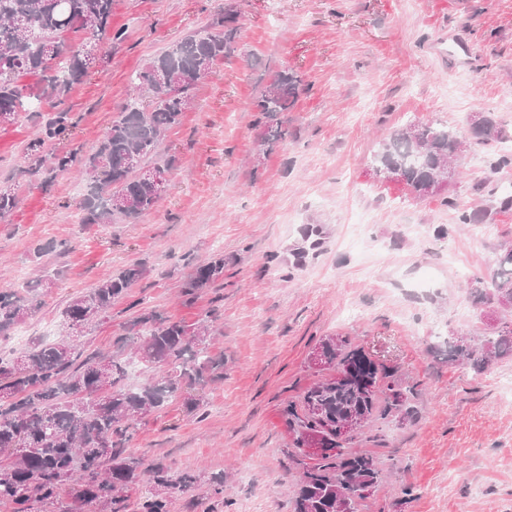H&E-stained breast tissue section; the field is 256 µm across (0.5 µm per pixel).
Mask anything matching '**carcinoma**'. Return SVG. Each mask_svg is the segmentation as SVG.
I'll return each mask as SVG.
<instances>
[{"instance_id":"obj_1","label":"carcinoma","mask_w":512,"mask_h":512,"mask_svg":"<svg viewBox=\"0 0 512 512\" xmlns=\"http://www.w3.org/2000/svg\"><path fill=\"white\" fill-rule=\"evenodd\" d=\"M112 0H0V126L13 125L40 99L51 110L39 119L37 137L28 144V170L43 173L49 186L59 172L79 168L88 179L80 202L83 224H112L153 210L161 198L159 181L131 168L137 154L143 163L158 153L162 134L179 124L191 104L189 91L210 74L216 62L234 52L235 17L224 15L222 32L196 31L164 50L132 79V95L121 107L96 148L83 146L58 152L72 139L76 121L66 106L69 93L92 73L103 58V46L124 40L112 31ZM37 74L38 91L19 84ZM300 79L280 71L256 103L263 126L262 140L285 138L280 115L292 108ZM151 95L147 109L139 102ZM493 118L474 136L487 145L500 139ZM460 137L442 124L414 125L397 130L382 142L372 162L386 173L398 172L415 193L434 192L433 179L448 172ZM22 185L0 188V221L20 203ZM498 273L486 291L484 304L512 305V246L497 258ZM144 274L134 262L98 281L71 299L62 311L56 342H31L23 351L0 356V507L10 512H173L183 500L185 512H195L199 498L192 492L206 485V494L224 498V474L207 478L177 474L162 459L149 460L127 452L139 421L181 398L189 413L204 406L191 390L224 377V360L207 356L208 330L191 329L156 312L136 318V332L123 337L134 345L132 355L145 366L160 369V379L132 389L126 384L130 363L125 359L85 356L69 335L112 309ZM224 276V259L195 265L182 293L193 296ZM33 308L12 288L0 289V336ZM323 368L338 375L321 380L303 394V413L293 405L283 410L292 435L288 457L299 461L307 448L331 452L303 464L294 512H358L382 482L376 456L352 450L357 435L339 440L343 423L357 417L368 425L375 411L385 414L403 405V393L384 382L388 372L368 355L347 349V340L326 336L314 348ZM512 354V321L480 346L448 343V360L465 361L477 370Z\"/></svg>"}]
</instances>
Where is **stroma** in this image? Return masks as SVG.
<instances>
[{
    "label": "stroma",
    "instance_id": "35a3bbf8",
    "mask_svg": "<svg viewBox=\"0 0 512 512\" xmlns=\"http://www.w3.org/2000/svg\"><path fill=\"white\" fill-rule=\"evenodd\" d=\"M227 13L236 49L166 132L155 160L173 165L150 213L80 223L84 177L72 169L45 189L25 169L36 118L0 127V185L24 189L0 222V287L33 284L38 305L0 349L55 340L72 296L137 262L142 280L74 341L125 358L141 314L207 325L224 377L205 387V415L173 400L127 445L178 473H223L224 498L205 512H293L302 467L285 453L281 412L321 379L309 355L326 336L389 368L406 396V411L375 417L355 443L384 475L360 512H512V407L495 385L512 356L480 373L448 359L449 342L479 341L507 317L473 292L512 245L500 186L512 165L491 172L499 144L470 147L447 189L420 197L371 163L410 124L464 137L490 115L512 141V0H112L111 27L126 38L70 94L75 143L95 147L133 74ZM286 68L301 90L287 138L267 147L256 102ZM465 214L494 235L474 238ZM49 243L56 251L34 256ZM216 257L221 285L186 300L194 266Z\"/></svg>",
    "mask_w": 512,
    "mask_h": 512
}]
</instances>
